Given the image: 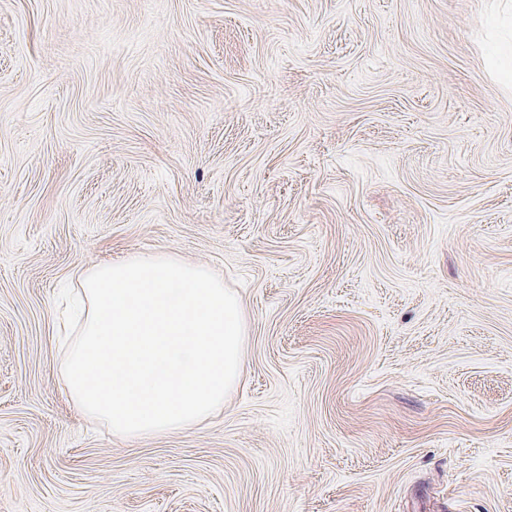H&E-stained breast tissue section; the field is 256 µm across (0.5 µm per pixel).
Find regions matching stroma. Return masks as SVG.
I'll return each instance as SVG.
<instances>
[{
	"instance_id": "35a3bbf8",
	"label": "stroma",
	"mask_w": 512,
	"mask_h": 512,
	"mask_svg": "<svg viewBox=\"0 0 512 512\" xmlns=\"http://www.w3.org/2000/svg\"><path fill=\"white\" fill-rule=\"evenodd\" d=\"M159 251L241 376L120 438L55 297ZM0 512H512V0H0Z\"/></svg>"
}]
</instances>
